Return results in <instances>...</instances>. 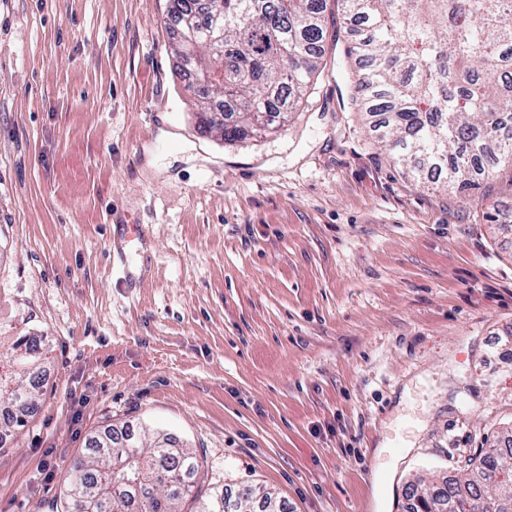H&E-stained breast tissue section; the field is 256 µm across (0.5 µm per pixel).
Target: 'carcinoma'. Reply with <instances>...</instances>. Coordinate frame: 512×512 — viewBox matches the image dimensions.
Instances as JSON below:
<instances>
[{"instance_id": "1", "label": "carcinoma", "mask_w": 512, "mask_h": 512, "mask_svg": "<svg viewBox=\"0 0 512 512\" xmlns=\"http://www.w3.org/2000/svg\"><path fill=\"white\" fill-rule=\"evenodd\" d=\"M364 27L351 47L357 80L380 113L379 143L420 180L474 189L512 165V0H168L177 53L192 31L217 40L182 58L199 94L198 129L226 141L266 135L297 109L325 54L330 3ZM42 337L3 341L0 411L8 427L37 413ZM202 461L168 435L112 425L89 438L65 478L60 512H286L249 482L199 486ZM407 512H512V426L484 436L450 473L406 488Z\"/></svg>"}]
</instances>
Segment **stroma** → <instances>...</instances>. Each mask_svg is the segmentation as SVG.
Wrapping results in <instances>:
<instances>
[{
    "instance_id": "1",
    "label": "stroma",
    "mask_w": 512,
    "mask_h": 512,
    "mask_svg": "<svg viewBox=\"0 0 512 512\" xmlns=\"http://www.w3.org/2000/svg\"><path fill=\"white\" fill-rule=\"evenodd\" d=\"M167 0H0V334L45 336L0 512H56L107 425L288 512H404L512 423V167L466 193L353 111L350 33L273 133L201 134Z\"/></svg>"
}]
</instances>
